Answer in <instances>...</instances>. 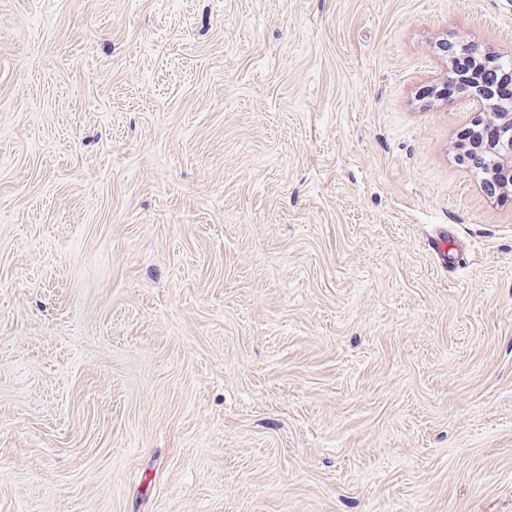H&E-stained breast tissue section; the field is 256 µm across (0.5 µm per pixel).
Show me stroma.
Here are the masks:
<instances>
[{"mask_svg":"<svg viewBox=\"0 0 512 512\" xmlns=\"http://www.w3.org/2000/svg\"><path fill=\"white\" fill-rule=\"evenodd\" d=\"M461 41L512 0H0V512H512ZM451 72L448 76V96L451 95L460 84L461 79L466 77L479 67L478 58H474L469 51H458L453 60L449 63ZM440 100L447 101L446 92H438Z\"/></svg>","mask_w":512,"mask_h":512,"instance_id":"obj_1","label":"stroma"}]
</instances>
